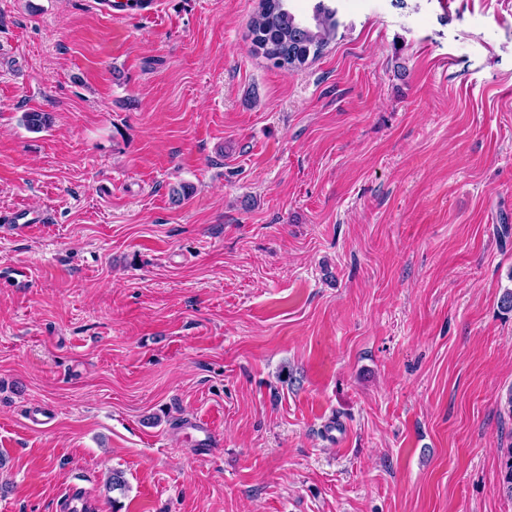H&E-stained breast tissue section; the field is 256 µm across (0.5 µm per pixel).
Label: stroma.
<instances>
[{
    "instance_id": "35a3bbf8",
    "label": "stroma",
    "mask_w": 512,
    "mask_h": 512,
    "mask_svg": "<svg viewBox=\"0 0 512 512\" xmlns=\"http://www.w3.org/2000/svg\"><path fill=\"white\" fill-rule=\"evenodd\" d=\"M258 2L0 0V512H512V0ZM156 0H96L95 8L110 19H121L128 10L149 16L156 9ZM293 0H260L252 20L251 36L254 51L276 68L288 72L300 70L320 56L336 37L339 26L336 7L317 0L308 16L296 14Z\"/></svg>"
}]
</instances>
